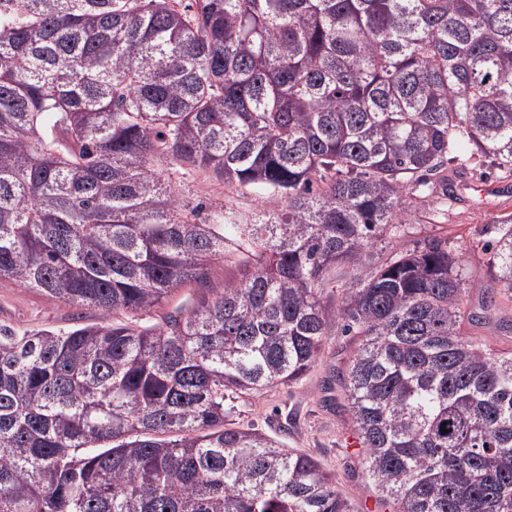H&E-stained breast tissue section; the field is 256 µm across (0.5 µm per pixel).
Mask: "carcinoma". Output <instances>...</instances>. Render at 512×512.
Masks as SVG:
<instances>
[{
    "mask_svg": "<svg viewBox=\"0 0 512 512\" xmlns=\"http://www.w3.org/2000/svg\"><path fill=\"white\" fill-rule=\"evenodd\" d=\"M194 3L0 0V281L100 315L0 327V512H350L315 459L224 426L338 315L380 500L512 512V353L463 338L460 259L434 236L366 267L448 164L512 172V0ZM163 157L283 207L199 224ZM487 253L484 309L512 301V214Z\"/></svg>",
    "mask_w": 512,
    "mask_h": 512,
    "instance_id": "1",
    "label": "carcinoma"
}]
</instances>
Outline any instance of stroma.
<instances>
[{"label":"stroma","mask_w":512,"mask_h":512,"mask_svg":"<svg viewBox=\"0 0 512 512\" xmlns=\"http://www.w3.org/2000/svg\"><path fill=\"white\" fill-rule=\"evenodd\" d=\"M447 174L448 195L414 199L396 234L378 239L369 250L368 261L375 266L425 239L447 238L449 249L461 259L466 277L462 308L469 313L478 310L487 279L488 255L483 245L495 238L501 217L512 214V175L491 165L464 169L453 163ZM476 184L494 185L498 191L481 198L472 190ZM173 187L182 203L198 209L203 219L217 207L249 216L282 207L279 198L227 188L198 169L182 171L174 178ZM510 319L512 302L501 299L489 322H465L463 336L497 352L510 351L512 330L498 326L499 321ZM98 320L99 314L92 308L55 302L36 289L0 283V326L17 333L68 330ZM355 348L353 337L342 335L340 326H333L319 359L305 375L292 383L238 395L229 421L235 427L256 429L318 460L335 474L337 488L351 505L350 512H392L364 474L361 449L353 444L354 428L340 388V377Z\"/></svg>","instance_id":"obj_1"}]
</instances>
